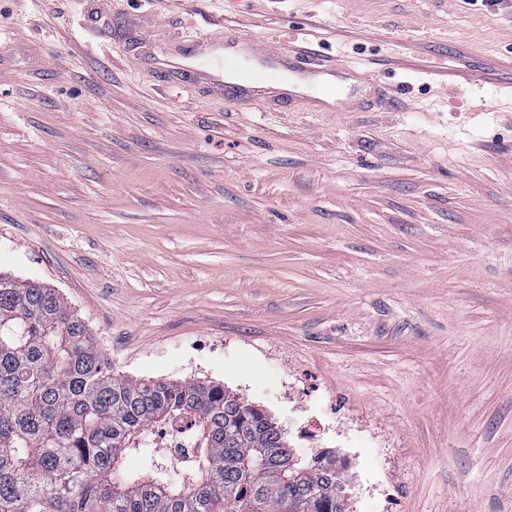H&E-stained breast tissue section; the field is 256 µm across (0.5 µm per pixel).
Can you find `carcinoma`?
<instances>
[{
  "mask_svg": "<svg viewBox=\"0 0 512 512\" xmlns=\"http://www.w3.org/2000/svg\"><path fill=\"white\" fill-rule=\"evenodd\" d=\"M184 424L192 465L129 456ZM336 456L295 459L222 384L112 373L54 288L0 274V512H346Z\"/></svg>",
  "mask_w": 512,
  "mask_h": 512,
  "instance_id": "cac0c4a2",
  "label": "carcinoma"
}]
</instances>
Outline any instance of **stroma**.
Here are the masks:
<instances>
[{"mask_svg":"<svg viewBox=\"0 0 512 512\" xmlns=\"http://www.w3.org/2000/svg\"><path fill=\"white\" fill-rule=\"evenodd\" d=\"M235 26L352 65L374 106L158 78ZM0 272L117 374L223 384L295 458L334 452L347 512H512V13L0 0Z\"/></svg>","mask_w":512,"mask_h":512,"instance_id":"stroma-1","label":"stroma"}]
</instances>
